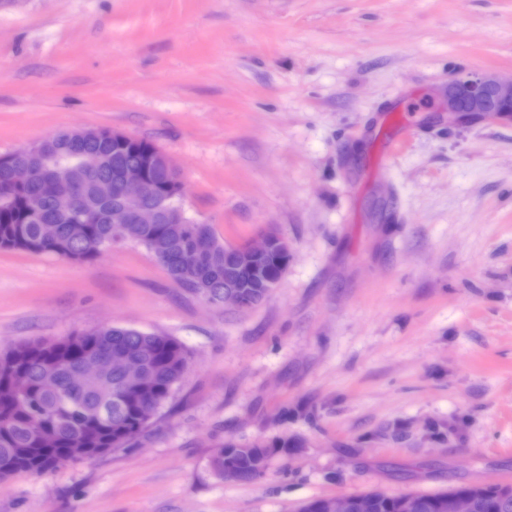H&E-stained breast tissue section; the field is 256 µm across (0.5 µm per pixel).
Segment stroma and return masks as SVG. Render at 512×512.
Masks as SVG:
<instances>
[{"label": "stroma", "mask_w": 512, "mask_h": 512, "mask_svg": "<svg viewBox=\"0 0 512 512\" xmlns=\"http://www.w3.org/2000/svg\"><path fill=\"white\" fill-rule=\"evenodd\" d=\"M512 76V0H0V155L108 128L178 166L219 241L291 259L248 312L143 245L0 250V350L108 324L188 365L127 447L0 480V512H300L315 498L512 484V117L452 123L459 76ZM282 438L264 476L226 441ZM223 448L224 457L212 461L214 470L225 481L246 483L266 473L275 453H288L295 444L283 438L271 445L258 441L245 447L230 441Z\"/></svg>", "instance_id": "stroma-1"}]
</instances>
